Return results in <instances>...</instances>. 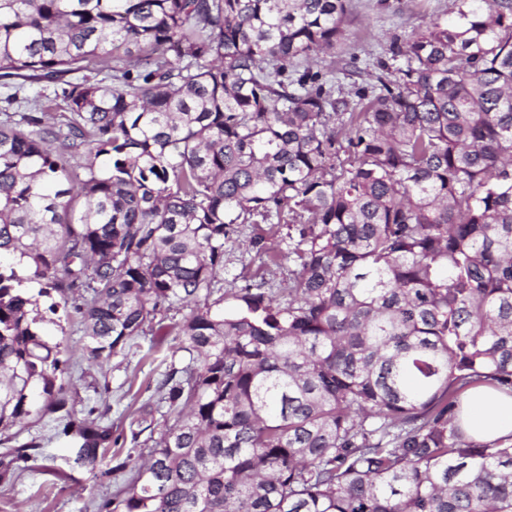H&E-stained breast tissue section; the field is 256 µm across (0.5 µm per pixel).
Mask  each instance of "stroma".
I'll list each match as a JSON object with an SVG mask.
<instances>
[{
    "instance_id": "35a3bbf8",
    "label": "stroma",
    "mask_w": 512,
    "mask_h": 512,
    "mask_svg": "<svg viewBox=\"0 0 512 512\" xmlns=\"http://www.w3.org/2000/svg\"><path fill=\"white\" fill-rule=\"evenodd\" d=\"M453 8L454 0H351L342 39L333 52L338 83L346 90L362 83V69L387 59L394 38L449 16ZM287 241L284 224L236 225L224 243V271L214 289L215 296L223 297L225 309H232L233 292L259 269L264 272V288L287 299L296 263L285 258L266 267L260 251L261 246H283ZM79 302L78 296H71L58 311L64 328L60 342L69 406L76 418L110 427L112 450L135 458L147 454L173 422L157 384L171 364L180 363V340L175 335H142L109 363L96 365L85 350L82 319L75 310ZM143 406L149 411L148 426L139 432L133 420ZM62 428L57 414L48 413L10 431L8 447L32 443L39 453L36 460L20 464L9 480L0 481V512H97L99 504L131 482V464L118 472L108 462L92 472L81 467L65 446Z\"/></svg>"
}]
</instances>
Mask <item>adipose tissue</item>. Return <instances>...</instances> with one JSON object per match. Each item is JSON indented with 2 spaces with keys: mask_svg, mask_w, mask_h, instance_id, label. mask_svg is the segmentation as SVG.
I'll list each match as a JSON object with an SVG mask.
<instances>
[{
  "mask_svg": "<svg viewBox=\"0 0 512 512\" xmlns=\"http://www.w3.org/2000/svg\"><path fill=\"white\" fill-rule=\"evenodd\" d=\"M458 424L476 443L512 437V393L490 385L466 389L460 400Z\"/></svg>",
  "mask_w": 512,
  "mask_h": 512,
  "instance_id": "ef3b65f1",
  "label": "adipose tissue"
}]
</instances>
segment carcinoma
I'll use <instances>...</instances> for the list:
<instances>
[{
  "instance_id": "obj_1",
  "label": "carcinoma",
  "mask_w": 512,
  "mask_h": 512,
  "mask_svg": "<svg viewBox=\"0 0 512 512\" xmlns=\"http://www.w3.org/2000/svg\"><path fill=\"white\" fill-rule=\"evenodd\" d=\"M349 6L0 0V78L83 73L0 124V433L68 404L55 292L88 293L95 362L148 332L187 357L105 512H512V441L456 425L465 388L512 391V0H455L345 93L311 61ZM274 222L288 299L224 311V240ZM66 417L79 463L126 467Z\"/></svg>"
}]
</instances>
